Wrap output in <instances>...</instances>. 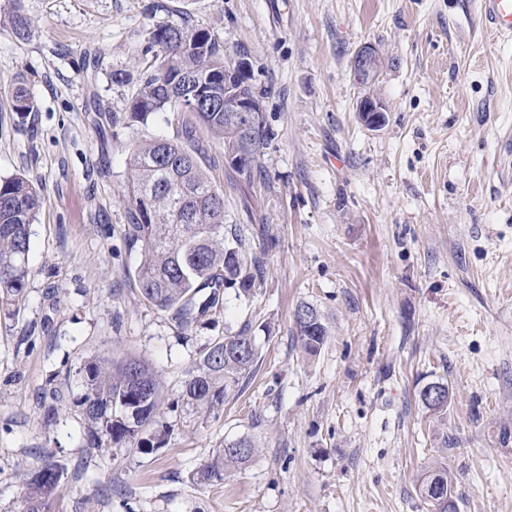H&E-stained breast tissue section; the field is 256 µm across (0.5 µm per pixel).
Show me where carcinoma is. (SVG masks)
Here are the masks:
<instances>
[{
    "label": "carcinoma",
    "mask_w": 512,
    "mask_h": 512,
    "mask_svg": "<svg viewBox=\"0 0 512 512\" xmlns=\"http://www.w3.org/2000/svg\"><path fill=\"white\" fill-rule=\"evenodd\" d=\"M11 29L24 40L29 23L21 13L20 0L0 5V26ZM155 44L164 52L152 57L149 69L135 77L125 69L112 72L113 83H136L129 118L147 123L157 112H191L199 123L222 140L228 153L246 138L236 113L224 108L207 110L190 105L191 91L184 77L206 79L203 89L224 96V45L210 32L196 28L185 19L179 25H160L148 33L145 51ZM260 113L263 133L249 141V158L234 167L248 184L264 179L261 157L275 133L267 123L264 92L246 84ZM18 112L34 111V101L23 86L13 93ZM128 230L129 251L140 256L135 281L142 297L153 307L173 312L182 328L191 327L218 301L222 288H235L248 295L264 279L263 261L243 250L241 230L224 228V195L215 189L193 152L174 140H145L134 145L129 155V177L120 195ZM43 199L23 175L0 179V302L18 299L28 277L31 249L30 226ZM304 351L317 354L329 336L322 314L310 304L295 310ZM252 337L251 327L210 345L199 363L188 372L180 393L182 401L199 409L214 410L249 374L258 358V346L238 351V343ZM84 394L80 401L88 422L86 444L101 447L107 439L114 444H130L141 453H150L166 443L168 426L158 419L164 385L161 375L136 357L119 361L94 358L80 369ZM148 387V392L132 394V378ZM137 409L131 417L130 409ZM153 429L151 438H141L144 429ZM256 444L241 437L216 450L211 462L196 473L201 484L221 482L230 473L252 460ZM54 469L44 465L29 481L24 492V512H49L60 484L43 473ZM418 495L431 512H459V496L454 480L443 466L428 470Z\"/></svg>",
    "instance_id": "carcinoma-1"
}]
</instances>
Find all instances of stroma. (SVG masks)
I'll return each mask as SVG.
<instances>
[{
  "instance_id": "1",
  "label": "stroma",
  "mask_w": 512,
  "mask_h": 512,
  "mask_svg": "<svg viewBox=\"0 0 512 512\" xmlns=\"http://www.w3.org/2000/svg\"><path fill=\"white\" fill-rule=\"evenodd\" d=\"M27 39L0 30V178L45 198L22 299L0 307V512H23L32 474L62 473L50 512H429L417 494L445 466L459 512H512V41L476 0H21ZM190 17L245 59L276 138L254 185L197 126L224 222L262 255L251 296L226 288L188 330L149 305L124 245L130 145L175 139L192 113L128 119L147 30ZM375 46L361 122L351 69ZM24 85L30 113L13 108ZM268 227L264 250L253 234ZM329 338L304 353L294 312ZM251 323L260 357L223 407L180 392L203 350ZM133 356L164 382V447L85 445L78 375ZM449 388L427 409L428 383ZM57 420L46 424L48 405ZM253 459L224 482L195 474L240 437Z\"/></svg>"
}]
</instances>
